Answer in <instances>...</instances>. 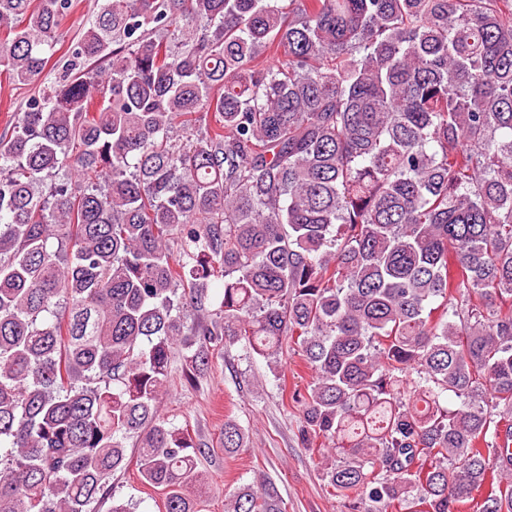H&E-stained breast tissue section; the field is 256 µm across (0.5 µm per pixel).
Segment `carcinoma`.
Here are the masks:
<instances>
[{
  "instance_id": "cac0c4a2",
  "label": "carcinoma",
  "mask_w": 512,
  "mask_h": 512,
  "mask_svg": "<svg viewBox=\"0 0 512 512\" xmlns=\"http://www.w3.org/2000/svg\"><path fill=\"white\" fill-rule=\"evenodd\" d=\"M74 6L0 0V76ZM235 344L347 512H512V0H104L0 134V512H96L131 434L201 512L159 400Z\"/></svg>"
}]
</instances>
